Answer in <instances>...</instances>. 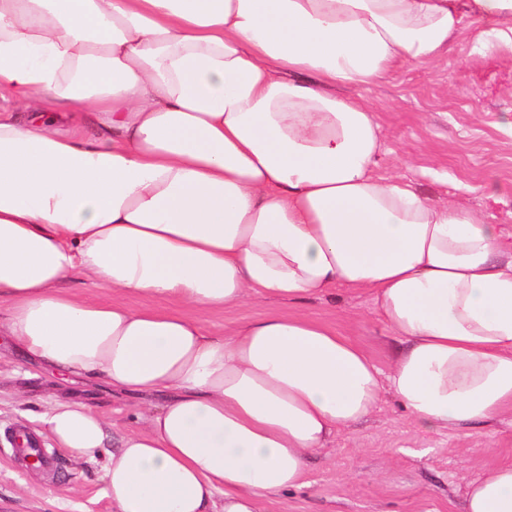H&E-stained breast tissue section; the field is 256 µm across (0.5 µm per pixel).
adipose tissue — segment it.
<instances>
[{
    "mask_svg": "<svg viewBox=\"0 0 512 512\" xmlns=\"http://www.w3.org/2000/svg\"><path fill=\"white\" fill-rule=\"evenodd\" d=\"M471 34L512 47V0H0V336L63 377L171 394L113 449L85 404L41 419L104 456L116 512H264L385 390L427 430L512 414V247L380 174L360 94ZM75 274L127 302L61 289ZM339 287L402 342L389 371L307 316L205 325ZM464 512H512V461Z\"/></svg>",
    "mask_w": 512,
    "mask_h": 512,
    "instance_id": "ef3b65f1",
    "label": "adipose tissue"
}]
</instances>
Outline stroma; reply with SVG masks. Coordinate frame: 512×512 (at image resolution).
<instances>
[{
    "label": "stroma",
    "instance_id": "obj_1",
    "mask_svg": "<svg viewBox=\"0 0 512 512\" xmlns=\"http://www.w3.org/2000/svg\"><path fill=\"white\" fill-rule=\"evenodd\" d=\"M381 126L380 170L412 182L432 201L484 214L512 231V49L496 39L467 38L438 65L407 64L363 91ZM492 183V192L481 191ZM266 312L307 314L336 328L388 371L400 346L368 297L344 290L301 302L248 300L205 316L214 334L231 333ZM144 398L79 381L63 385L0 340V512H113L101 480L103 457H77L41 437L56 470L20 466L10 435L36 427L60 402H81L106 415L109 444L138 429ZM512 460V415L456 430L409 422L391 393L363 422L337 433L313 454L300 487L266 512H463L466 484Z\"/></svg>",
    "mask_w": 512,
    "mask_h": 512
}]
</instances>
